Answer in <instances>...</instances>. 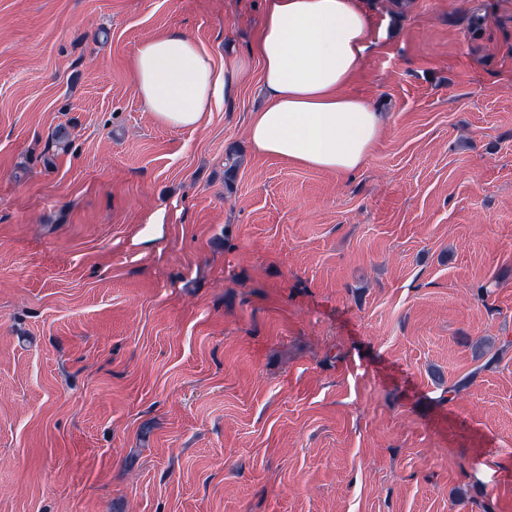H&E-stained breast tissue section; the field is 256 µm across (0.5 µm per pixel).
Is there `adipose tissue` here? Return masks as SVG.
Masks as SVG:
<instances>
[{
	"instance_id": "1",
	"label": "adipose tissue",
	"mask_w": 512,
	"mask_h": 512,
	"mask_svg": "<svg viewBox=\"0 0 512 512\" xmlns=\"http://www.w3.org/2000/svg\"><path fill=\"white\" fill-rule=\"evenodd\" d=\"M369 17L357 0H267L251 50L262 65L264 106L252 112L257 154L348 175L363 167L382 135V117L345 94L370 51ZM135 90L162 126H200L233 66L217 70L189 35L145 39L130 63Z\"/></svg>"
}]
</instances>
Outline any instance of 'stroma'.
Returning a JSON list of instances; mask_svg holds the SVG:
<instances>
[{"mask_svg":"<svg viewBox=\"0 0 512 512\" xmlns=\"http://www.w3.org/2000/svg\"><path fill=\"white\" fill-rule=\"evenodd\" d=\"M359 5L341 177L248 145L265 0H0V512H512V0ZM237 64L218 71L212 56L189 35L171 30L145 39L130 63L135 90L145 108L162 126H200L224 88L230 94Z\"/></svg>","mask_w":512,"mask_h":512,"instance_id":"1","label":"stroma"}]
</instances>
